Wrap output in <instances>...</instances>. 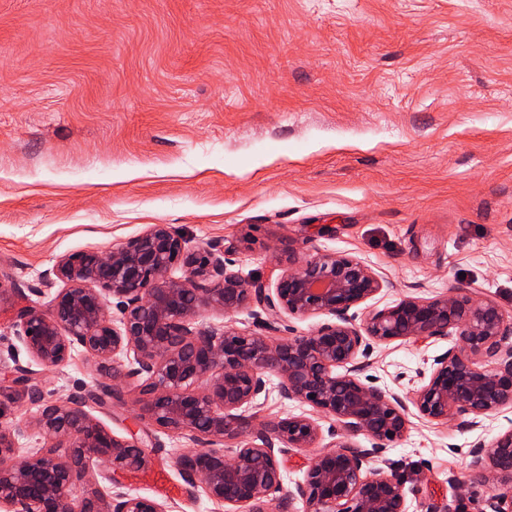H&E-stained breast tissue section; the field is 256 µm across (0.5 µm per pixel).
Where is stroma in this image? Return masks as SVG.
I'll return each mask as SVG.
<instances>
[{
	"label": "stroma",
	"mask_w": 512,
	"mask_h": 512,
	"mask_svg": "<svg viewBox=\"0 0 512 512\" xmlns=\"http://www.w3.org/2000/svg\"><path fill=\"white\" fill-rule=\"evenodd\" d=\"M166 224L232 270L330 251L383 282L357 317L404 297L471 288L512 316V0H0V365L25 308L61 288V256L108 253ZM204 325L277 340L318 318L210 310ZM454 343L374 344L364 382L406 393ZM58 398L110 379L84 353L41 373ZM94 414L115 435L145 398ZM512 430V406L464 427L411 414L383 453L417 492L409 512L488 494L458 490L469 452ZM118 490L167 512H226L152 430Z\"/></svg>",
	"instance_id": "obj_1"
}]
</instances>
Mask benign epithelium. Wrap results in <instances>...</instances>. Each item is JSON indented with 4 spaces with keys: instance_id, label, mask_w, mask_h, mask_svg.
Masks as SVG:
<instances>
[{
    "instance_id": "benign-epithelium-1",
    "label": "benign epithelium",
    "mask_w": 512,
    "mask_h": 512,
    "mask_svg": "<svg viewBox=\"0 0 512 512\" xmlns=\"http://www.w3.org/2000/svg\"><path fill=\"white\" fill-rule=\"evenodd\" d=\"M176 266L180 277L171 276ZM53 278L65 287L46 309L22 311L15 338L44 369L80 350L112 384L103 394L57 400L44 395L37 371L19 364L0 384V508L9 512H74L68 491L80 484L86 485L80 512H167L151 497L99 484L146 462L141 430L119 438L88 410L121 401L119 385L129 381L148 396L152 424L197 445L176 458L183 479L210 499L249 512L296 500L304 512H408L406 478L381 454L404 433L412 411L473 427L512 406V317L467 288L435 299L403 298L359 321L352 309L383 288L365 262L318 253L292 262L271 288L228 269L220 245L188 250L166 224L151 225L108 254L65 255L46 274ZM252 307L324 320L309 334L277 341L199 324L209 309L231 316ZM438 336L456 343L408 392L361 380L371 342L425 343ZM272 389L311 412L256 422L253 408ZM24 399L39 409L22 428L9 422V411ZM322 416L331 420L326 429ZM29 430L44 446L23 452L18 439ZM325 432L339 440L310 459L295 490L278 496L283 456L314 447ZM244 436L224 453V439ZM469 456L456 483L490 489L482 512H512V430Z\"/></svg>"
}]
</instances>
